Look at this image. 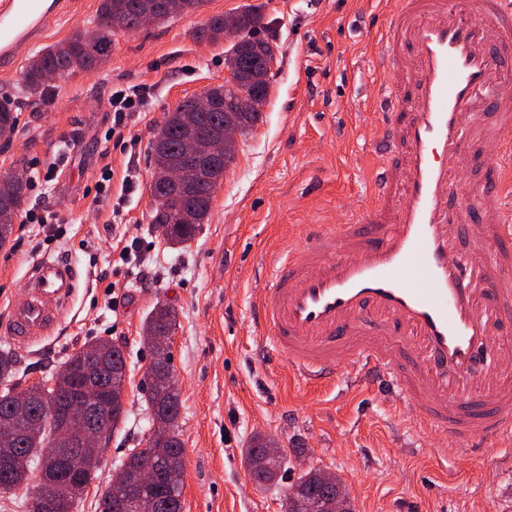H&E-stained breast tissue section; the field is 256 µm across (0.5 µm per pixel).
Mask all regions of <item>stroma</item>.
<instances>
[{"label": "stroma", "mask_w": 512, "mask_h": 512, "mask_svg": "<svg viewBox=\"0 0 512 512\" xmlns=\"http://www.w3.org/2000/svg\"><path fill=\"white\" fill-rule=\"evenodd\" d=\"M385 2L205 0L197 12L117 32L96 70L30 94L21 75L37 49L93 26L99 0H82L40 44H18L0 70V102L17 114L11 140L0 141V174L36 176L23 207L52 217L14 224L0 247V322L25 301L36 260H64L76 274L58 326L16 350L14 380L49 379L94 338L121 345L127 360L126 421L74 512H99L115 466L151 426L145 398L153 352L141 328L160 301L178 314L169 352L181 400L183 512H283L289 487L311 469L340 477L354 512H512V446L463 457L447 434L416 432L410 405L392 393L355 387L342 373L326 385L298 380L283 355L269 353L251 316L259 275L276 251L306 225L345 223L351 209L369 203ZM250 6L264 17L259 37L275 47L263 119L239 136L202 232L174 249L152 222L151 141L167 112L224 82L230 43L197 39V28ZM126 85L147 86L150 96L128 118L123 148L110 135L109 97ZM108 169L129 174V190L116 182L97 195ZM257 436L275 441L284 458L265 486L252 482L244 457Z\"/></svg>", "instance_id": "1"}]
</instances>
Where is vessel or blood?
<instances>
[{
	"instance_id": "b4317fda",
	"label": "vessel or blood",
	"mask_w": 512,
	"mask_h": 512,
	"mask_svg": "<svg viewBox=\"0 0 512 512\" xmlns=\"http://www.w3.org/2000/svg\"><path fill=\"white\" fill-rule=\"evenodd\" d=\"M75 4L0 0V63ZM379 54L372 204L296 238L253 318L302 381L350 371L409 401L421 434L493 456L512 441V0H390ZM74 285L37 261L1 331L28 345Z\"/></svg>"
}]
</instances>
